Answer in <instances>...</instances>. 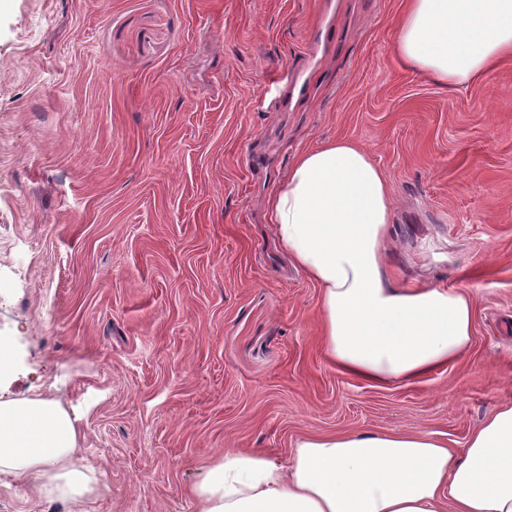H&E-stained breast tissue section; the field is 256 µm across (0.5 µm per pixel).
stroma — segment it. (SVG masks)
I'll return each instance as SVG.
<instances>
[{"instance_id":"35a3bbf8","label":"stroma","mask_w":512,"mask_h":512,"mask_svg":"<svg viewBox=\"0 0 512 512\" xmlns=\"http://www.w3.org/2000/svg\"><path fill=\"white\" fill-rule=\"evenodd\" d=\"M402 0H0V397L60 402L86 512H196L212 457L308 435L463 447L512 402V60L449 90L394 45ZM330 24L310 50L309 30ZM307 86L271 108L269 78ZM366 146L398 283L476 297L474 343L379 388L322 354L319 290L266 201L299 151ZM0 475V512H70Z\"/></svg>"}]
</instances>
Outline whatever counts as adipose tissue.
Returning <instances> with one entry per match:
<instances>
[{
  "label": "adipose tissue",
  "mask_w": 512,
  "mask_h": 512,
  "mask_svg": "<svg viewBox=\"0 0 512 512\" xmlns=\"http://www.w3.org/2000/svg\"><path fill=\"white\" fill-rule=\"evenodd\" d=\"M395 52L440 85L466 86L512 57V0H405ZM282 249L319 290L320 342L343 372L398 386L448 366L474 336L464 288L397 284L387 262L389 181L363 146L299 152L268 200ZM76 419L46 399H0V474L81 505L97 484ZM198 512H512V403L452 448L434 433L299 439L287 464L224 453L190 488Z\"/></svg>",
  "instance_id": "ef3b65f1"
}]
</instances>
